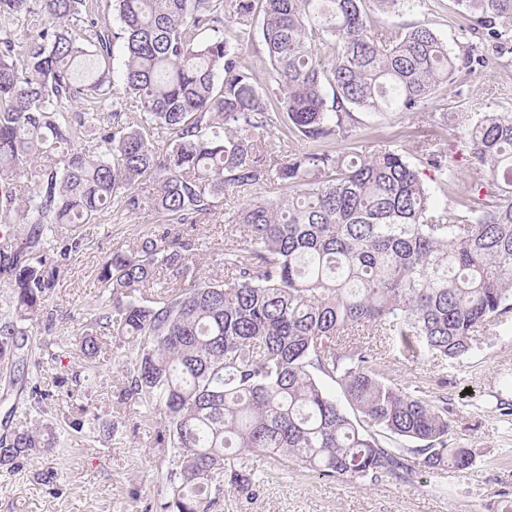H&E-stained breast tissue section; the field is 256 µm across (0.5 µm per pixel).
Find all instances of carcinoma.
Wrapping results in <instances>:
<instances>
[{"instance_id":"carcinoma-1","label":"carcinoma","mask_w":512,"mask_h":512,"mask_svg":"<svg viewBox=\"0 0 512 512\" xmlns=\"http://www.w3.org/2000/svg\"><path fill=\"white\" fill-rule=\"evenodd\" d=\"M407 2L0 0V19L28 24L23 40L0 30V278L14 285L0 362L21 349L16 321L43 313L54 287L46 233L114 206L129 218L151 207L164 229L104 263L109 300L95 322L135 343L122 397L167 419L157 435L161 512H212L229 490L253 499L264 483L250 463L259 452L358 485L476 462L454 436L447 399L393 383L363 337L409 359L459 362L481 330L512 314V113L431 117L464 131L480 169L453 208L395 150L283 161L270 139L281 118L309 140L346 138L354 111L413 112L453 83L456 57L429 24H373L375 11ZM459 4L469 29L507 49L512 0ZM111 10L117 29L105 22ZM257 33L272 64L264 83L245 62ZM118 42L126 59L116 76ZM129 98L140 114L125 122ZM87 137L92 148L77 147ZM421 151L438 172L453 171L444 148ZM22 177L34 184L23 196ZM273 177L288 196L254 199L224 220L236 237L224 249L231 280H199L178 226L203 223L217 197ZM17 224L29 226L20 240ZM80 351L98 356L93 332ZM395 438L414 447L389 446ZM55 451L52 433L13 430L0 436V468Z\"/></svg>"}]
</instances>
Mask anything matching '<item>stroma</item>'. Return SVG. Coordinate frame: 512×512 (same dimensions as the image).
Masks as SVG:
<instances>
[{
  "instance_id": "35a3bbf8",
  "label": "stroma",
  "mask_w": 512,
  "mask_h": 512,
  "mask_svg": "<svg viewBox=\"0 0 512 512\" xmlns=\"http://www.w3.org/2000/svg\"><path fill=\"white\" fill-rule=\"evenodd\" d=\"M375 18L383 28L428 22L451 54L464 56L471 47L487 64L461 69L453 84L422 102L418 111L356 112L348 139L314 142L282 136L280 157L309 150L339 154L397 148L414 161L426 139L451 153L460 147L462 131L430 124V114L512 113V53L497 54L493 43L465 33L457 0H419L416 6L379 12ZM285 193L273 178L220 198L213 217L185 226L195 243L189 259L198 275L227 279L224 249L234 238L226 218L254 197L275 201ZM157 228L158 217L149 207L127 219L106 215L75 231L64 225L54 228L68 251L53 255L57 280L47 301L53 319L40 316L26 322L22 363L0 366V434L9 428L48 427L61 452L12 473L0 471V512H146L165 501V467L156 445L164 415L119 400L126 368L112 358V336L100 335L96 361L86 359L79 348L84 326L105 304L98 280L103 264L113 252L135 251L140 239ZM75 234L81 244L72 250L68 243ZM381 354L386 372L398 384L425 398L447 394L455 436L475 452L473 469L426 474L413 483L385 478L363 487L257 455L253 464L265 473L260 492L248 502L225 494L216 512H500L503 494H512V422L497 410L498 402L512 401V387L504 382L512 374V319L494 325L479 348L459 363L433 357L409 361L386 348ZM38 361L43 370L35 369Z\"/></svg>"
}]
</instances>
